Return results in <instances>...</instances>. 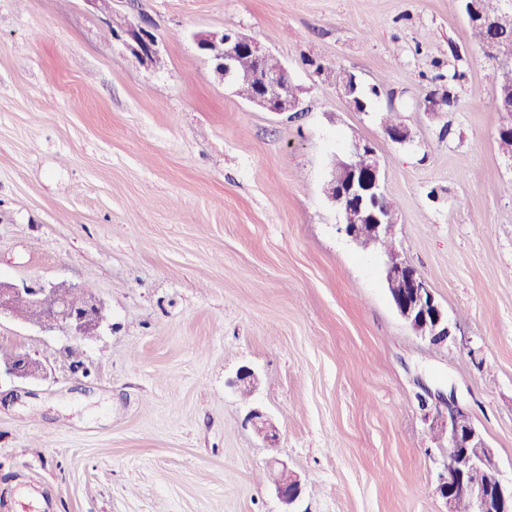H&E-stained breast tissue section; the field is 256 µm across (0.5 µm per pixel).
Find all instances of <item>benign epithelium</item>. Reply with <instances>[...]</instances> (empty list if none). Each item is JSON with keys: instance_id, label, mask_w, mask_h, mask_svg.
<instances>
[{"instance_id": "7a95c632", "label": "benign epithelium", "mask_w": 512, "mask_h": 512, "mask_svg": "<svg viewBox=\"0 0 512 512\" xmlns=\"http://www.w3.org/2000/svg\"><path fill=\"white\" fill-rule=\"evenodd\" d=\"M116 40L141 62L159 58L157 40L143 26H130L118 34ZM198 49L212 62L214 70L224 82L233 86L251 78L256 81L258 93L250 103L266 112L282 114L301 111V88L294 84L287 67L262 70L247 77L238 68V56L248 53L258 60L269 55V50L250 36L234 31L200 32L194 35ZM359 85L355 77L341 72L336 89L352 103ZM328 197L339 207L343 216V231L354 241L379 244L392 237L394 212L384 210L380 199L384 194L379 161L370 147L354 143L346 159L334 165L326 189ZM385 281L391 300L400 317L419 336L433 342L450 336L448 315L436 301L429 281L408 264L385 265ZM26 302L31 309L28 323L41 328H58L66 335L80 340L94 336L102 327V305L92 297L74 308L67 297L56 292L55 286L32 288L0 282V318L13 316L14 307ZM20 381L45 376L43 365L31 354L18 351L9 362H0V377ZM448 421L440 429L448 442L447 475L438 492L445 500L447 512H455L459 496H466L471 512H512V484L503 482L495 453L480 431L455 405L449 395ZM248 420L267 440L275 439L258 409L250 410ZM268 477L282 503L291 506L299 497L301 483L288 466L274 458L267 465Z\"/></svg>"}]
</instances>
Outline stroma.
I'll use <instances>...</instances> for the list:
<instances>
[{"instance_id": "stroma-1", "label": "stroma", "mask_w": 512, "mask_h": 512, "mask_svg": "<svg viewBox=\"0 0 512 512\" xmlns=\"http://www.w3.org/2000/svg\"><path fill=\"white\" fill-rule=\"evenodd\" d=\"M160 63L105 36L87 0H0V281L63 282L107 321L81 344L8 317L0 346L47 375L0 380V512H445L454 396L512 479V159L498 61L448 0H112ZM234 29L302 90L300 112L238 97L193 36ZM377 89L353 112L310 61ZM458 106L427 111L441 74ZM398 112L412 133L393 142ZM366 142L394 244L452 334L418 336L378 246L340 229L333 160ZM255 378L249 401L232 385ZM263 411L275 447L246 415ZM276 465H278L276 467ZM268 477L273 483L276 493L288 510L282 512H295L289 510L301 492V483L297 475L288 469V466L278 459H271L267 465Z\"/></svg>"}]
</instances>
